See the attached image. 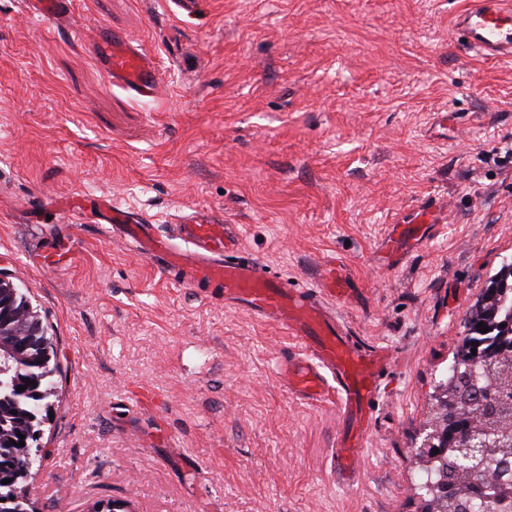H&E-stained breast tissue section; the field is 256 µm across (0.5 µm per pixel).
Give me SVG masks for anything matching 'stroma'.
Listing matches in <instances>:
<instances>
[{"label":"stroma","mask_w":512,"mask_h":512,"mask_svg":"<svg viewBox=\"0 0 512 512\" xmlns=\"http://www.w3.org/2000/svg\"><path fill=\"white\" fill-rule=\"evenodd\" d=\"M467 3L76 0L57 25L0 0V273L58 356L37 512H419L430 396L512 262V59L463 42ZM103 24L153 55L156 98L107 79ZM104 199L166 235L223 214L296 286L337 256L358 288L337 316L391 355L354 486L335 405L278 378L293 340L101 236Z\"/></svg>","instance_id":"1"}]
</instances>
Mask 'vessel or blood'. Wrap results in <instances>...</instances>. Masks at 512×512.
<instances>
[{
	"mask_svg": "<svg viewBox=\"0 0 512 512\" xmlns=\"http://www.w3.org/2000/svg\"><path fill=\"white\" fill-rule=\"evenodd\" d=\"M25 5L51 21L71 13L73 0H25ZM454 26L483 57L512 56V0H470L455 17ZM93 47L113 84L137 98L156 96L158 66L127 36L103 26ZM99 221L110 232L133 241L144 262L163 273L178 272L181 285L223 289L225 305L280 327L298 343V350L281 357L279 378L301 401H335L340 418L332 466L340 479L353 484L388 355L376 346L355 345L333 315V303L349 299L355 290L336 257L324 258L309 287L292 288L284 276L241 256L236 232L214 212L195 210L181 216L178 232L183 244L179 247L154 236L147 217L132 215L107 200L101 205Z\"/></svg>",
	"mask_w": 512,
	"mask_h": 512,
	"instance_id": "b4317fda",
	"label": "vessel or blood"
}]
</instances>
